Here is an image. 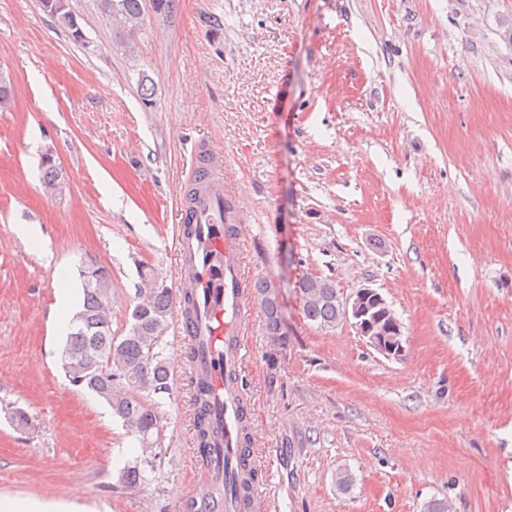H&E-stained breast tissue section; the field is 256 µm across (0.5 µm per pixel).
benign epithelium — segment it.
Masks as SVG:
<instances>
[{"label": "benign epithelium", "mask_w": 512, "mask_h": 512, "mask_svg": "<svg viewBox=\"0 0 512 512\" xmlns=\"http://www.w3.org/2000/svg\"><path fill=\"white\" fill-rule=\"evenodd\" d=\"M344 320L352 322L356 333L367 346L387 358H398L404 352L403 338L375 328L377 317L388 315L392 310L383 296L375 289L363 287L351 297L341 301Z\"/></svg>", "instance_id": "7a95c632"}]
</instances>
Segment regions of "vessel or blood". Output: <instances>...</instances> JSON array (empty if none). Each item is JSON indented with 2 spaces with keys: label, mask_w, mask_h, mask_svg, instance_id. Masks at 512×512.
Masks as SVG:
<instances>
[{
  "label": "vessel or blood",
  "mask_w": 512,
  "mask_h": 512,
  "mask_svg": "<svg viewBox=\"0 0 512 512\" xmlns=\"http://www.w3.org/2000/svg\"><path fill=\"white\" fill-rule=\"evenodd\" d=\"M185 207L193 231L180 235V285L196 293L194 320L197 366L213 388L212 418L217 428L215 450L204 461L208 484L224 478V461L235 448L238 430V385L226 376L239 369V337L250 316L251 279L242 266L244 214L224 187L218 166H211Z\"/></svg>",
  "instance_id": "1"
}]
</instances>
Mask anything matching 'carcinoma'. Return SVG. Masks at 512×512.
Returning a JSON list of instances; mask_svg holds the SVG:
<instances>
[{
  "mask_svg": "<svg viewBox=\"0 0 512 512\" xmlns=\"http://www.w3.org/2000/svg\"><path fill=\"white\" fill-rule=\"evenodd\" d=\"M47 13L76 42H84V33L77 18L64 0H46ZM108 14L122 16L128 33L135 32L143 18V0H101ZM14 99L11 79L0 73V108L9 107ZM43 184L49 192L62 191L63 176L57 164L42 160ZM84 304L72 320L71 332L62 352V366L74 386L85 387L103 399L141 447L160 445L165 428L164 416L148 403L153 394L168 390L169 369L162 358V338L174 308V295L164 281L149 273L151 288L139 297L131 311L129 329L121 336L112 334L108 300L112 298V278L102 265L93 276L80 271ZM303 317L321 329L333 328L343 320L336 300L337 288L330 279L305 276L297 285ZM255 297L265 314L267 333L279 335L281 311L278 293L265 280L254 284ZM211 390L203 375L196 379V439L201 452L211 450L212 430L208 411ZM252 453L249 437L243 436L239 466L231 478L224 479V488H214L210 497L231 495L249 504L258 472L248 466ZM156 457L145 456L127 463L119 473L118 483L125 490L137 489L149 482L147 472L154 469Z\"/></svg>",
  "mask_w": 512,
  "mask_h": 512,
  "instance_id": "cac0c4a2",
  "label": "carcinoma"
}]
</instances>
